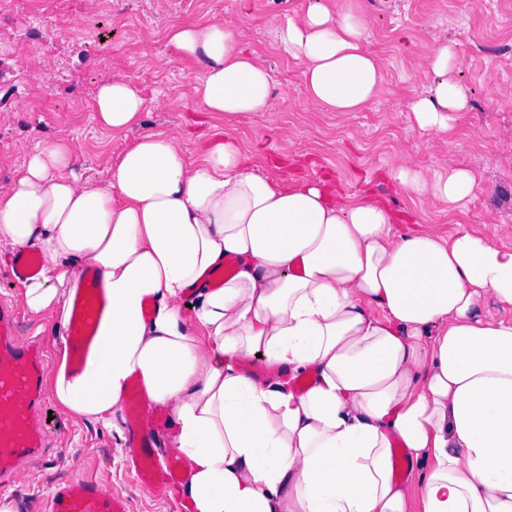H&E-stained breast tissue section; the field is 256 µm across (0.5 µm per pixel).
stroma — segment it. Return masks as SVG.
Returning <instances> with one entry per match:
<instances>
[{"instance_id":"obj_1","label":"stroma","mask_w":512,"mask_h":512,"mask_svg":"<svg viewBox=\"0 0 512 512\" xmlns=\"http://www.w3.org/2000/svg\"><path fill=\"white\" fill-rule=\"evenodd\" d=\"M334 10L363 17V44L379 57L387 85L361 112L318 109L306 99L300 63L276 43L274 30L309 0H112L111 13L93 0H0V190L12 185L26 147L68 137L81 178H103L108 162L139 136H176L188 156L219 137L224 119L201 111L193 86L200 65L168 41L173 25L201 18L233 19L249 50L272 72L268 111L246 114L234 127L255 155L258 171L281 183L329 177L349 193L372 189L424 224L453 226L432 198L396 191L391 170L414 163L429 171L475 167L480 188L461 220L512 243V0H325ZM446 44L454 77L471 94L453 135L421 131L409 105L433 76L426 47ZM127 79L149 103L139 123L112 133L93 120L99 86ZM17 309L20 333L40 332L52 361L61 358L58 324L29 314L21 286L0 267V296ZM52 447L5 492L18 512H41L62 482L96 478L121 494L129 512H178L179 492L140 485L116 434L63 412L49 401Z\"/></svg>"}]
</instances>
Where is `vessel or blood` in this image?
<instances>
[{
  "instance_id": "1",
  "label": "vessel or blood",
  "mask_w": 512,
  "mask_h": 512,
  "mask_svg": "<svg viewBox=\"0 0 512 512\" xmlns=\"http://www.w3.org/2000/svg\"><path fill=\"white\" fill-rule=\"evenodd\" d=\"M39 264L33 250H17L10 258L8 273L18 282L26 280ZM105 306L103 284L95 268L80 277L65 329L70 373H78L96 338ZM17 314L0 300V486L9 484L19 464L46 453L50 436L41 419L46 405L45 383L52 365L40 342H21ZM126 437L135 453L130 466L149 488L165 489L178 480V462L155 463L150 435L127 426ZM45 512H128V503L89 478L59 485L45 505Z\"/></svg>"
}]
</instances>
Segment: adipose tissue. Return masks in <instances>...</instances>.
Here are the masks:
<instances>
[{"instance_id": "obj_1", "label": "adipose tissue", "mask_w": 512, "mask_h": 512, "mask_svg": "<svg viewBox=\"0 0 512 512\" xmlns=\"http://www.w3.org/2000/svg\"><path fill=\"white\" fill-rule=\"evenodd\" d=\"M364 30L323 0L276 28L312 106L356 112L383 92ZM168 38L200 63L195 98L223 114L222 138L191 159L177 137L144 134L100 183L69 174L66 138L39 142L0 192V248L44 259L23 288L31 314L67 319L79 264L104 282L100 344L79 376L59 369L54 399L108 426L138 380L170 416L163 446L184 464L191 512H512V245L463 224L403 227L404 213L325 178L257 172L231 122L267 109L263 60L231 19ZM423 59L434 79L410 112L450 132L470 90L448 45ZM147 109L115 79L94 118L120 132ZM389 177L451 215L478 188L472 167Z\"/></svg>"}]
</instances>
